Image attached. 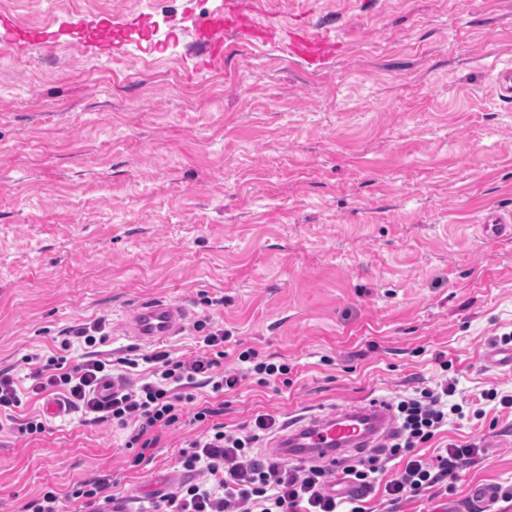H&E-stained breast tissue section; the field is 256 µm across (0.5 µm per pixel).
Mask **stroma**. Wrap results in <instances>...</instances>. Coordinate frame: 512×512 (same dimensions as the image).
Wrapping results in <instances>:
<instances>
[{
	"mask_svg": "<svg viewBox=\"0 0 512 512\" xmlns=\"http://www.w3.org/2000/svg\"><path fill=\"white\" fill-rule=\"evenodd\" d=\"M220 2L0 0L28 25L154 22L115 58L0 44V372L21 413L52 397L31 393L28 357L57 353L72 327L105 318L99 351L136 384L146 355L199 351L208 318L225 372L247 349L291 368L286 386L197 389L231 430L456 382L463 417L419 454L478 455L413 497L373 491L366 512H446L472 482L512 487V408L498 402L512 369L485 361L512 332V235L482 229L489 211L512 213V106L493 84L512 66V0H244L258 21L328 28L333 56L315 67L231 37L200 73L192 21ZM151 298L188 304L193 324L129 338L127 310ZM199 432L163 431L137 464L126 430L79 410L34 439L0 424V512L100 474L124 507L159 512L154 490L185 481L178 450Z\"/></svg>",
	"mask_w": 512,
	"mask_h": 512,
	"instance_id": "stroma-1",
	"label": "stroma"
}]
</instances>
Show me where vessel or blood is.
Here are the masks:
<instances>
[{
  "label": "vessel or blood",
  "mask_w": 512,
  "mask_h": 512,
  "mask_svg": "<svg viewBox=\"0 0 512 512\" xmlns=\"http://www.w3.org/2000/svg\"><path fill=\"white\" fill-rule=\"evenodd\" d=\"M68 25L74 30L89 29V36L76 44L83 52L98 54L128 41L126 23L119 17L105 16L91 24L86 18L75 16ZM0 28L6 30L7 41L17 49L35 44L49 47L56 37L50 25L25 26L7 16L0 17ZM257 28L254 21L228 19L220 12L208 14L196 25L200 48L197 70H206L222 61L226 37L232 35L246 40L254 36ZM332 46V38L325 28L310 26L292 39L289 50L318 63ZM188 319L189 311L183 304L151 299L130 309L125 331L136 340L157 342L180 335ZM396 431V417L390 403L374 398L291 420L271 442L268 453L296 463H317L333 471L343 467L353 455L383 447Z\"/></svg>",
  "instance_id": "vessel-or-blood-1"
}]
</instances>
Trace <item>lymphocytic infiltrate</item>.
Wrapping results in <instances>:
<instances>
[{
  "instance_id": "f902f5d3",
  "label": "lymphocytic infiltrate",
  "mask_w": 512,
  "mask_h": 512,
  "mask_svg": "<svg viewBox=\"0 0 512 512\" xmlns=\"http://www.w3.org/2000/svg\"><path fill=\"white\" fill-rule=\"evenodd\" d=\"M195 328L203 333V348L195 356L184 360L165 351L153 353L148 357L156 365L152 380L102 401L96 390L110 375L112 363L100 358L95 347L108 339L106 323L99 318L80 324L74 331L86 347L80 361L69 363L66 352L71 345L62 342L61 353L39 360L31 371L32 390L37 394L64 391L72 407L127 429L126 445L136 449L140 461L155 448L162 430L185 421L203 425V432L179 450L178 463L185 472L203 474L204 479L178 485L165 498L166 512H363L349 499L327 493L329 474L322 467L300 470L256 459L255 443L276 429L273 416H256L250 431L241 434L216 422L215 409L194 408L198 386L220 393L235 388L244 375L261 385L284 383L290 371L287 363H273L257 351L246 350L238 356L245 365L242 375L224 374L220 363L223 328L203 320ZM456 393V383L447 382L397 401L400 431L388 454L404 459L405 464L384 486L391 500L444 482L475 455V448L453 443L431 462L417 454L418 447L447 425L450 416L462 413V404L454 400Z\"/></svg>"
}]
</instances>
